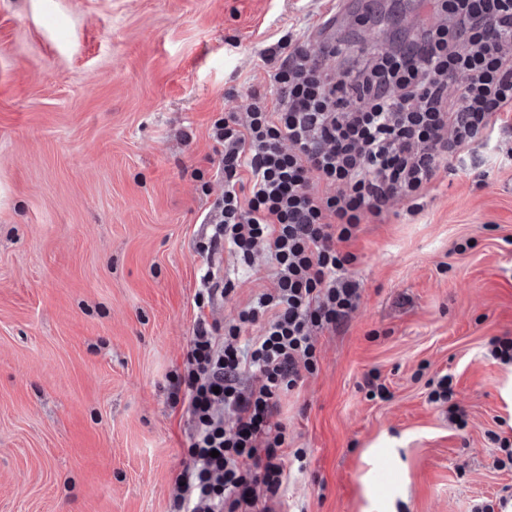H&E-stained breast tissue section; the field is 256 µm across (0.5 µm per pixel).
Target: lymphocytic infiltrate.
<instances>
[{
  "instance_id": "obj_1",
  "label": "lymphocytic infiltrate",
  "mask_w": 512,
  "mask_h": 512,
  "mask_svg": "<svg viewBox=\"0 0 512 512\" xmlns=\"http://www.w3.org/2000/svg\"><path fill=\"white\" fill-rule=\"evenodd\" d=\"M435 7L454 25L431 26L340 76L331 50L280 37L263 53L269 93L250 91L244 115L214 121L209 162L224 191L203 218L201 314L170 383L189 429L169 512L283 505L281 397L316 371L319 333L343 329L361 299L343 243L360 225L385 223L394 200L418 214L441 163L490 141L512 112V0ZM222 252L265 270L268 284L221 325L202 311L237 288L211 267Z\"/></svg>"
}]
</instances>
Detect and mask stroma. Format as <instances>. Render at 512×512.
<instances>
[{"instance_id": "1", "label": "stroma", "mask_w": 512, "mask_h": 512, "mask_svg": "<svg viewBox=\"0 0 512 512\" xmlns=\"http://www.w3.org/2000/svg\"><path fill=\"white\" fill-rule=\"evenodd\" d=\"M316 0H0V512H169L187 418L169 383L198 311L222 186L212 120L268 91L261 53L321 43ZM336 71L436 23L433 0H351ZM487 176L442 163L406 217L345 243L362 286L314 375L281 399L306 468L292 512H472L507 499L512 366V113ZM450 376L465 411L430 402ZM376 378L387 390L372 396ZM388 459L396 482L380 489Z\"/></svg>"}]
</instances>
